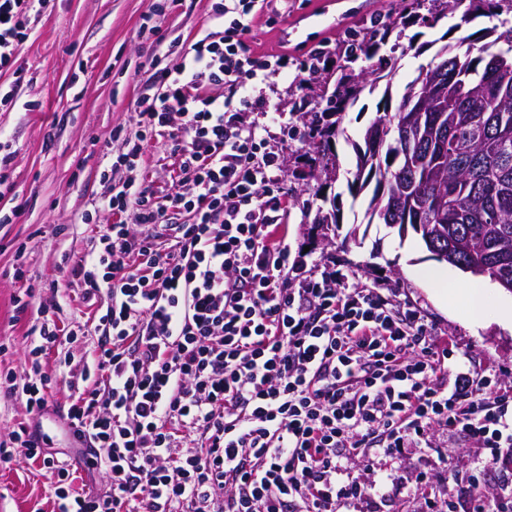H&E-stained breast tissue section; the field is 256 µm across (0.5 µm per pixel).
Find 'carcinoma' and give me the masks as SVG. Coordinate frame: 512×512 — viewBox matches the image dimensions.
Listing matches in <instances>:
<instances>
[{"label": "carcinoma", "instance_id": "obj_1", "mask_svg": "<svg viewBox=\"0 0 512 512\" xmlns=\"http://www.w3.org/2000/svg\"><path fill=\"white\" fill-rule=\"evenodd\" d=\"M395 21L377 19L361 36L344 41L346 62L360 55L370 57L374 46L385 41ZM490 28L472 43L468 57H458L452 45L437 52L439 81L426 105L425 116L442 118L446 129H435L423 120V129L412 155V166L398 153L409 113L385 106L378 123L364 132L365 146L354 145L359 187L349 185L352 198L371 190L368 223L386 213L385 225L398 228L400 237L413 232L422 243L435 242L439 250L456 255V268L474 276L485 275L512 286V67L481 80L490 54L512 57V38ZM381 75L374 69L342 73L332 89L322 90L326 107L311 113L305 136L314 153L310 174H327L332 158L330 142L338 133L345 107ZM466 81L481 111L456 98L459 83Z\"/></svg>", "mask_w": 512, "mask_h": 512}]
</instances>
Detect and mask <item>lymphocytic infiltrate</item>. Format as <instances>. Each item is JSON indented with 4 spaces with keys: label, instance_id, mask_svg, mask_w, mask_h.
<instances>
[{
    "label": "lymphocytic infiltrate",
    "instance_id": "obj_1",
    "mask_svg": "<svg viewBox=\"0 0 512 512\" xmlns=\"http://www.w3.org/2000/svg\"><path fill=\"white\" fill-rule=\"evenodd\" d=\"M36 0H0V70L13 67ZM259 0H218L219 40L159 70L136 132L117 128L104 209L75 274L97 355L64 420L105 493L73 487L68 461L20 425L10 442L56 478V512H336L363 490L351 463L431 445L436 431L483 450L512 448V392L466 361L398 289L291 262L282 161L252 91L284 58L252 53ZM222 86L204 93L205 84ZM176 130L177 191L136 177L148 135ZM6 392L43 413L51 381L6 373Z\"/></svg>",
    "mask_w": 512,
    "mask_h": 512
}]
</instances>
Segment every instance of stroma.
<instances>
[{
    "label": "stroma",
    "instance_id": "obj_1",
    "mask_svg": "<svg viewBox=\"0 0 512 512\" xmlns=\"http://www.w3.org/2000/svg\"><path fill=\"white\" fill-rule=\"evenodd\" d=\"M163 10L151 14L152 0H48L38 16L26 23L17 47L23 79L0 71V88L14 89V104L0 105V139L10 141L11 164L0 170V372L24 379L30 369V329L40 311L56 307L59 327L70 328L81 316L82 286L72 269L92 245V227L113 223L111 212L98 205L107 192L101 174L110 168L117 147L115 127L136 128V101L155 81L156 54L189 52L205 34L218 31L213 17L216 0H161ZM390 0H279L256 18L248 45L261 56L285 57L288 65L257 94L266 102L264 124L270 144L281 147L285 187L289 192L288 248L293 258L317 272L335 266L353 273L363 284H389L419 307L439 334L441 346L454 358H469L476 373H496L504 389H512V326L494 313L512 293L430 258L416 235L400 237L383 224H367L363 209L354 207L347 188L348 173L366 127L385 102H398L419 69L443 43L456 44L497 25L484 13L465 18L456 9L435 27L396 25L389 39L358 67L387 74L388 85L363 92L339 116L334 150L340 170L335 183L323 187L336 200L340 223L332 242L325 227L314 222L320 205L308 177V144L298 138L303 112L318 108L317 77H335L343 59L339 43L346 34L369 26L390 11ZM173 141L162 131L144 149L145 178L156 195L177 186L178 170L171 155ZM439 270L440 282L428 277ZM487 289L484 321H461L433 300V285L459 283ZM28 296L26 308L17 299ZM97 345L93 335L73 336L48 351L41 370L52 379L49 407L43 417L28 414L24 399L0 392V440L19 424L47 436L48 448L64 452L77 485L98 492L107 489L105 474L88 468L79 441L60 421L73 391L60 374V356L81 358ZM0 462V512H54V477L42 461L26 459L20 449ZM483 452L462 438L439 436L431 448H404L374 458L372 467L353 463L351 477L364 486L382 484L383 495L342 500L336 512H426L429 501L449 495L465 497L466 487Z\"/></svg>",
    "mask_w": 512,
    "mask_h": 512
}]
</instances>
